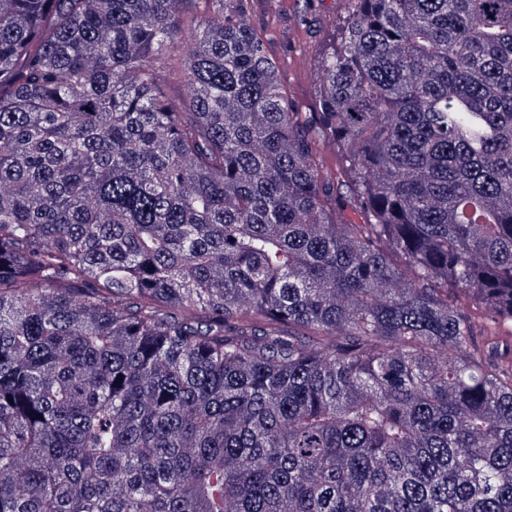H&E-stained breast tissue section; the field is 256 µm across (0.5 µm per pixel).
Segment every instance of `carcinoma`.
<instances>
[{"label":"carcinoma","instance_id":"1","mask_svg":"<svg viewBox=\"0 0 512 512\" xmlns=\"http://www.w3.org/2000/svg\"><path fill=\"white\" fill-rule=\"evenodd\" d=\"M350 2L0 0V512H512V0ZM276 1L280 4V15L270 24L281 76L302 112H314L317 95L313 62L332 41L335 24L345 21L349 3L347 0ZM288 39L295 48H288Z\"/></svg>","mask_w":512,"mask_h":512}]
</instances>
